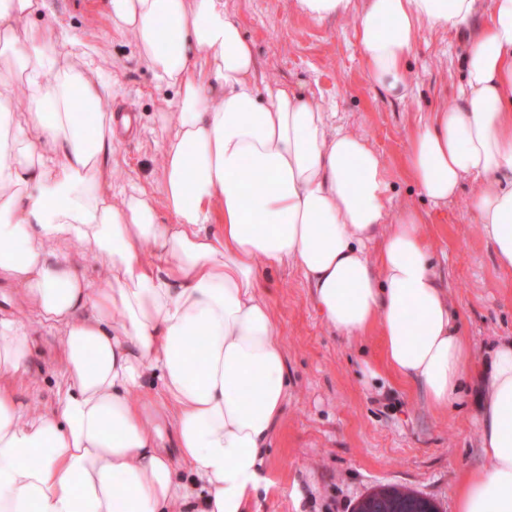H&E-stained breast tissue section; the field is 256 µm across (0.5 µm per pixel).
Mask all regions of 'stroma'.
Returning a JSON list of instances; mask_svg holds the SVG:
<instances>
[{
  "mask_svg": "<svg viewBox=\"0 0 512 512\" xmlns=\"http://www.w3.org/2000/svg\"><path fill=\"white\" fill-rule=\"evenodd\" d=\"M66 35L67 49L90 50L112 81L103 107L131 115L107 164L112 188L132 183L159 193L155 114L176 100L143 68L133 43L112 27L102 0H45ZM253 47L260 73L321 101L336 123L362 135L392 176L389 220L414 207L424 213L437 274L459 315V329L489 359L512 337V272L502 270L471 210L469 182L448 203L425 199L405 173L408 133L420 118L457 99L465 79L464 31H423L409 57L413 91L397 100L367 78L352 18L315 21L291 0H226ZM263 281L279 324L288 370V400L265 458L266 483L249 512H352L373 489L395 485L454 512L462 476L486 466L476 413L480 387L463 391L447 413L384 368L382 339L350 340L328 326L311 301L301 271L265 269ZM59 364L56 340L39 339L21 402H50Z\"/></svg>",
  "mask_w": 512,
  "mask_h": 512,
  "instance_id": "stroma-1",
  "label": "stroma"
}]
</instances>
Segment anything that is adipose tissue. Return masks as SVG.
Returning <instances> with one entry per match:
<instances>
[{"label": "adipose tissue", "instance_id": "obj_1", "mask_svg": "<svg viewBox=\"0 0 512 512\" xmlns=\"http://www.w3.org/2000/svg\"><path fill=\"white\" fill-rule=\"evenodd\" d=\"M43 6L0 0V282L24 310L0 312V512H246L288 398L261 270L288 264L328 326L379 331L386 369L433 411L483 381L487 465L464 474L455 512H512V338L483 369L454 325L424 215L386 222L391 175L367 142L261 78L224 0H106L113 27L177 95L156 115L162 200L135 184L113 192L112 85L85 52L59 50L52 19L33 23ZM292 8L354 17L369 80L397 99L422 31L470 26L459 103L408 134L406 173L437 205L477 182V220L512 272V0ZM161 204L173 223H160ZM43 334L59 340L60 378L53 400L31 407L15 385ZM150 377L156 397L132 400Z\"/></svg>", "mask_w": 512, "mask_h": 512}]
</instances>
